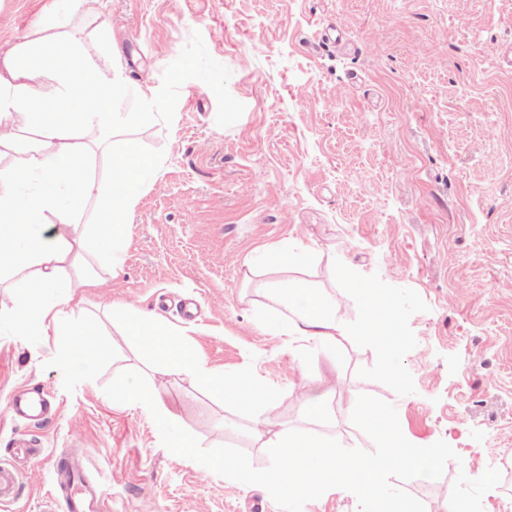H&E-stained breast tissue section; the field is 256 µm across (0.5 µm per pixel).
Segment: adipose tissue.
Segmentation results:
<instances>
[{"mask_svg":"<svg viewBox=\"0 0 512 512\" xmlns=\"http://www.w3.org/2000/svg\"><path fill=\"white\" fill-rule=\"evenodd\" d=\"M58 27L55 15H47L37 29L0 52V125L29 128L35 137L20 167L0 169V244L22 256L29 269L12 282L15 294L25 301L15 315L16 328L24 331L38 320L52 318L70 336L64 360L76 366L95 357L99 335L90 324L72 321L64 308L74 289L94 287L98 279L91 274L61 276L59 265L72 243L62 234L46 240L44 233L51 224L74 226L84 205L96 201L94 257L118 268L127 212L141 188L157 178L162 162L130 141L112 158L109 184L92 175L95 154L86 134L108 136L115 129L153 119L156 98L142 90L137 111H114L113 98L125 90L121 69L110 55H94L79 41L61 40ZM273 288L294 311L293 319L281 325L282 333L322 343L345 334L344 321L312 290L290 280L276 282ZM112 317L166 369L191 376L225 399L253 409V434L268 435L269 422L261 409L272 401L271 390L205 368L157 314L116 303ZM300 400L308 421L329 417L331 393L318 376L302 372Z\"/></svg>","mask_w":512,"mask_h":512,"instance_id":"obj_1","label":"adipose tissue"}]
</instances>
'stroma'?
Here are the masks:
<instances>
[{
    "mask_svg": "<svg viewBox=\"0 0 512 512\" xmlns=\"http://www.w3.org/2000/svg\"><path fill=\"white\" fill-rule=\"evenodd\" d=\"M55 11L63 32L111 52L127 80L119 112L139 90L158 116L100 140L94 175L110 176L125 141L161 158L123 227L117 271L66 306L93 322L99 352L70 368L52 319L22 334L0 285V465L18 434L37 448L82 449L105 512H281L268 492L174 458L149 412L112 402L105 386L144 372L174 423L201 446L267 450L251 412L184 374L166 373L112 320L113 303L154 310L205 366L275 392L271 431L303 430L372 450L351 421L359 395L394 404L405 437L457 452L441 478L402 487L425 512H448L458 473L500 471L483 512H512V0H0V39ZM345 45L323 43L330 22ZM282 243L314 254L285 272L251 260ZM288 277L317 291L350 326L358 288L382 293L401 345L386 352L358 333L331 347L258 327L285 322L272 289ZM320 375L334 414L305 420L302 372ZM40 387L53 409L12 420L8 401ZM49 459L20 480L0 512H47L57 493Z\"/></svg>",
    "mask_w": 512,
    "mask_h": 512,
    "instance_id": "35a3bbf8",
    "label": "stroma"
}]
</instances>
